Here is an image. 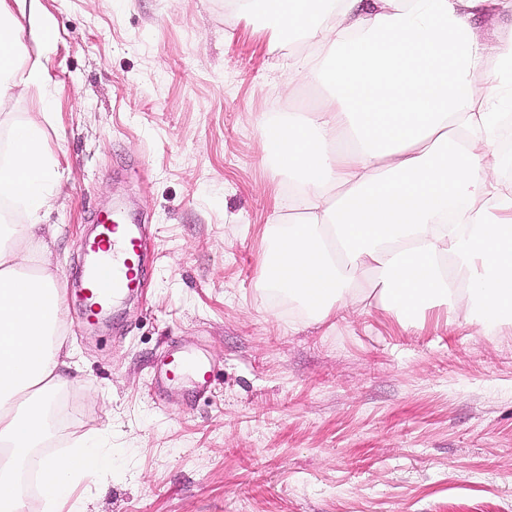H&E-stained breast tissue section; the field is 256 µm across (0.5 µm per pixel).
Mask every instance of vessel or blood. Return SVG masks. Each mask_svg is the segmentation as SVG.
Returning a JSON list of instances; mask_svg holds the SVG:
<instances>
[{"mask_svg":"<svg viewBox=\"0 0 512 512\" xmlns=\"http://www.w3.org/2000/svg\"><path fill=\"white\" fill-rule=\"evenodd\" d=\"M97 234L88 246L83 292L89 316H96L112 302L138 288L149 267L142 250L139 228L122 223L120 216L98 212ZM167 380L192 379L196 391L207 390L210 368L192 352L173 347L165 371Z\"/></svg>","mask_w":512,"mask_h":512,"instance_id":"vessel-or-blood-1","label":"vessel or blood"}]
</instances>
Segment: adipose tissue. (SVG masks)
<instances>
[{
    "mask_svg": "<svg viewBox=\"0 0 512 512\" xmlns=\"http://www.w3.org/2000/svg\"><path fill=\"white\" fill-rule=\"evenodd\" d=\"M307 51L300 81L329 94L313 111L257 120L265 160L286 172L296 204L274 215L275 246L261 284L297 302L308 320L375 300L404 324L443 305L485 336L512 326V192L499 187L503 110L512 105V32L480 33L512 0H237ZM31 35L56 43L42 0H0V100L41 86L17 72ZM60 175L36 121L13 127L0 163V201L37 215ZM0 246V512H25L17 475L37 465L46 512H61L84 480L111 472L94 438L35 459L47 438L45 399L64 379L59 329L65 295L38 224L7 228ZM370 287H363V280Z\"/></svg>",
    "mask_w": 512,
    "mask_h": 512,
    "instance_id": "1",
    "label": "adipose tissue"
}]
</instances>
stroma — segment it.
<instances>
[{
    "mask_svg": "<svg viewBox=\"0 0 512 512\" xmlns=\"http://www.w3.org/2000/svg\"><path fill=\"white\" fill-rule=\"evenodd\" d=\"M56 49L18 67L45 87L0 102V140L34 118L62 179L41 213L74 348L39 456L101 437L114 467L83 512H512V326L484 336L443 307L309 322L259 290L271 201L257 118L304 112L301 39L236 0H43ZM140 224L150 273L92 326L75 279L97 210ZM218 367L188 399L157 390L169 347Z\"/></svg>",
    "mask_w": 512,
    "mask_h": 512,
    "instance_id": "1",
    "label": "stroma"
}]
</instances>
